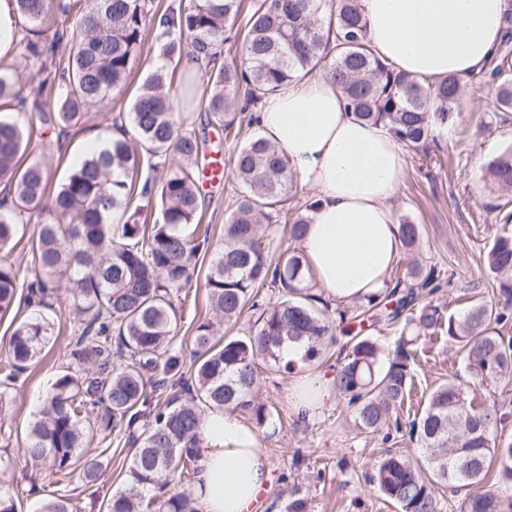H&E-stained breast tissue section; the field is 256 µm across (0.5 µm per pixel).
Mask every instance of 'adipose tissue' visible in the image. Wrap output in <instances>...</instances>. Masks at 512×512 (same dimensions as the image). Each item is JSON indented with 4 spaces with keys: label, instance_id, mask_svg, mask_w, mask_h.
Here are the masks:
<instances>
[{
    "label": "adipose tissue",
    "instance_id": "adipose-tissue-1",
    "mask_svg": "<svg viewBox=\"0 0 512 512\" xmlns=\"http://www.w3.org/2000/svg\"><path fill=\"white\" fill-rule=\"evenodd\" d=\"M370 45L383 62L423 81L467 76L503 34L504 0H358ZM259 126L283 149L299 183L315 193L300 248L314 280L350 302L381 291L400 258L394 199L403 155L382 128L356 120L327 77L292 83L266 97ZM192 483L198 512H250L271 479L257 429L240 415L208 412Z\"/></svg>",
    "mask_w": 512,
    "mask_h": 512
}]
</instances>
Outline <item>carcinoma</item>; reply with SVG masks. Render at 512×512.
<instances>
[{"label":"carcinoma","instance_id":"cac0c4a2","mask_svg":"<svg viewBox=\"0 0 512 512\" xmlns=\"http://www.w3.org/2000/svg\"><path fill=\"white\" fill-rule=\"evenodd\" d=\"M29 23L12 33L27 61H39L44 78L32 100L16 89L18 75L0 71V101L52 128L67 141L81 130L88 109L121 91L140 58L147 26L159 24L161 64L143 80L127 114L113 119L116 133L70 171L49 193L45 165L21 161L31 133L18 119L0 118V181L9 184L0 203V253L14 248L17 226L49 214L30 250L34 278L21 266L0 262V317L24 292L29 307L47 308L63 291L74 301L77 326L71 356L77 368L52 385L25 446L27 462L68 479L102 474L97 456L78 452L104 431L125 437L131 454L121 467L125 489L105 512H196L190 489H167L175 478L196 474L199 428L206 409L249 413L261 425L267 409L254 399L257 362L290 373L285 344L305 346L303 361L319 366L335 343V322L309 293L306 257L283 248L280 227L300 241L311 218L285 208L296 172L287 155L257 130L255 112L267 96L321 69L342 90L352 115L386 129L397 142L423 145L457 115L461 79L448 75L431 84L395 70L369 48L368 23L358 0H257L241 18L242 0H180L156 17L153 0H73L63 8L71 30L56 28L41 38L52 0H14ZM504 36L481 71L491 79L498 107L512 111V0H506ZM243 26V65L226 62V32ZM192 57L205 62L202 77L211 93L204 107L208 124L225 136L252 130L232 158L239 190L224 224V245L211 258L205 288L211 310L235 325L245 309L258 317L241 336L215 338L214 324L195 327L194 369L180 375L182 347L176 343L174 295L194 274L201 242L199 182L205 141L179 126L178 98L168 63ZM52 107H46L43 92ZM482 179L512 194V148L496 156ZM156 208L159 218L142 221ZM421 229L401 223L402 248L420 246ZM496 282L497 300L473 303L457 318L445 308L416 301L444 286L440 270L412 261L394 286L374 295L354 315L358 323L403 322L391 349L364 331L349 339L350 352L336 371L334 388L350 408L355 427L381 430L413 386L412 364L423 338L453 340L467 362L470 380L450 378L427 394L424 409L409 422V437L426 453L390 452L370 476L372 486L399 512H441L438 487H469L463 512H509L502 489L512 487V399L477 404L478 386L512 377V234L494 236L484 256ZM274 289L277 299L260 293ZM53 323L44 316L15 324L7 361L0 366V421L9 391L41 355ZM70 499L43 502L38 512H71Z\"/></svg>","mask_w":512,"mask_h":512}]
</instances>
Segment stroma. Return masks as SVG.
<instances>
[{
	"label": "stroma",
	"mask_w": 512,
	"mask_h": 512,
	"mask_svg": "<svg viewBox=\"0 0 512 512\" xmlns=\"http://www.w3.org/2000/svg\"><path fill=\"white\" fill-rule=\"evenodd\" d=\"M155 35V30L146 31L142 58L125 89L112 94L105 106L91 108L84 129L66 145H59L48 127H33L32 152L47 168L51 187H58L85 157L92 140L111 128L115 116L127 111L150 66L158 61ZM462 85L460 114L450 130L424 146L403 147L404 170L394 201L398 218H409L421 227L423 266L438 268L447 278L435 303L456 316L464 314L472 297L492 296L493 284L481 273L483 255L501 232L506 215L512 213V204L501 206L499 195L485 189L481 181L485 165L512 147V121L502 120L481 75L464 78ZM234 187V181L227 179L201 190V223L208 228L209 245L199 254L185 304L176 308L177 341L187 354L192 351L196 325L212 316L205 276L213 251L224 242V221ZM51 317L55 323L51 344L29 369L24 383L11 392L10 416L4 425L10 439L7 447H0V457L12 459L13 464L0 467V498L14 501L18 512H34L39 501L66 494L74 512H103L107 499L124 488L118 477V464L128 456L124 443H112L106 450L94 442L86 445V454L100 456L105 464L102 476L93 483L77 478L61 481L49 469L20 461L31 423L39 417L57 375L71 363L74 314L68 296L54 300ZM465 372L452 340L420 343L413 367L414 389L402 409L394 412V420L413 419L429 389ZM294 383V374L265 370L255 390L256 402L269 412L258 432L272 464L271 481L255 512H398L369 484L368 476L386 451L415 453L407 433L394 431L386 437L355 430L346 403L338 398L312 415L298 414L290 397Z\"/></svg>",
	"instance_id": "1"
}]
</instances>
